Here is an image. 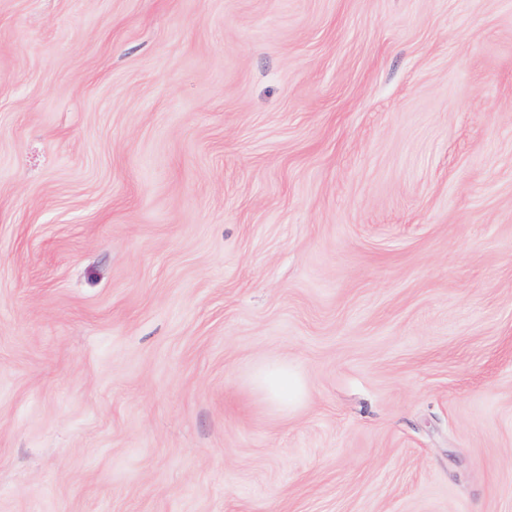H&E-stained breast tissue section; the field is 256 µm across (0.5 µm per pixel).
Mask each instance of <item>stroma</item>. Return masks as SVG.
Here are the masks:
<instances>
[{"label": "stroma", "mask_w": 512, "mask_h": 512, "mask_svg": "<svg viewBox=\"0 0 512 512\" xmlns=\"http://www.w3.org/2000/svg\"><path fill=\"white\" fill-rule=\"evenodd\" d=\"M0 512H512V0H0ZM253 387L265 401L284 412L296 405L304 394L288 359L268 361L257 374Z\"/></svg>", "instance_id": "35a3bbf8"}]
</instances>
